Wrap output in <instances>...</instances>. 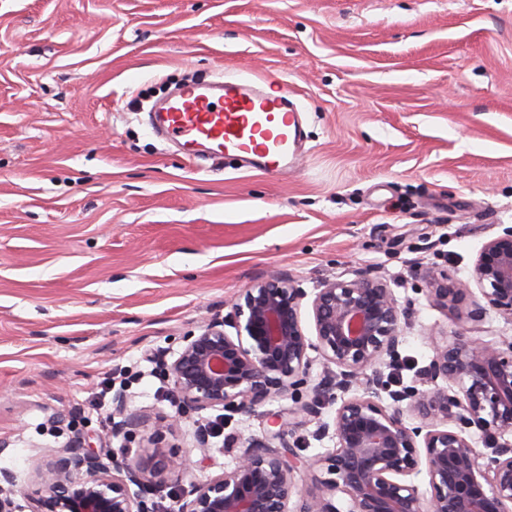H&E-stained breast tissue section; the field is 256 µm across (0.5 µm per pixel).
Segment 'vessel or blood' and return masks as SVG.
<instances>
[{
    "label": "vessel or blood",
    "instance_id": "1",
    "mask_svg": "<svg viewBox=\"0 0 512 512\" xmlns=\"http://www.w3.org/2000/svg\"><path fill=\"white\" fill-rule=\"evenodd\" d=\"M152 126L189 161L239 156L274 172L295 165L303 131L291 95L252 78L185 85L158 107Z\"/></svg>",
    "mask_w": 512,
    "mask_h": 512
}]
</instances>
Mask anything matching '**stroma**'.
Listing matches in <instances>:
<instances>
[{
	"label": "stroma",
	"mask_w": 512,
	"mask_h": 512,
	"mask_svg": "<svg viewBox=\"0 0 512 512\" xmlns=\"http://www.w3.org/2000/svg\"><path fill=\"white\" fill-rule=\"evenodd\" d=\"M188 74L288 87L298 166L201 168L155 137L144 98ZM510 226L512 0H0V471L34 491L80 435L222 473L292 401L185 414L158 359L282 274L386 280L407 312L392 378L417 384L429 331L512 337L420 276L468 279ZM114 378L159 443L113 435Z\"/></svg>",
	"instance_id": "obj_1"
}]
</instances>
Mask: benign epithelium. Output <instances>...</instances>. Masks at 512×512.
Returning a JSON list of instances; mask_svg holds the SVG:
<instances>
[{"label": "benign epithelium", "instance_id": "1", "mask_svg": "<svg viewBox=\"0 0 512 512\" xmlns=\"http://www.w3.org/2000/svg\"><path fill=\"white\" fill-rule=\"evenodd\" d=\"M423 278L437 304L468 303L475 322L492 312L512 323V227L484 243L470 279L440 280L432 270ZM404 317L389 284L360 269L322 281L311 294L278 276L245 289L227 315L203 322L172 359L161 357L185 412L251 414L271 399L294 403L278 429L246 440L233 467L190 483L177 512H512V341L434 336L433 356L420 371L431 389H393L385 370L398 360ZM312 352L327 373L315 385ZM306 387L312 398L304 401ZM326 403L336 405L334 418L319 423L314 436L336 446L305 458L288 437ZM112 408L120 417L112 434L141 427L123 392ZM473 428L488 437L491 454L476 447ZM189 466L177 456L150 466L114 457L108 465L98 452L69 445L35 468L38 488L24 494L26 506L15 499L13 474L1 471L0 512H149L130 486L163 473L181 481ZM422 471L427 495L413 482ZM301 474L312 488H299Z\"/></svg>", "mask_w": 512, "mask_h": 512}]
</instances>
